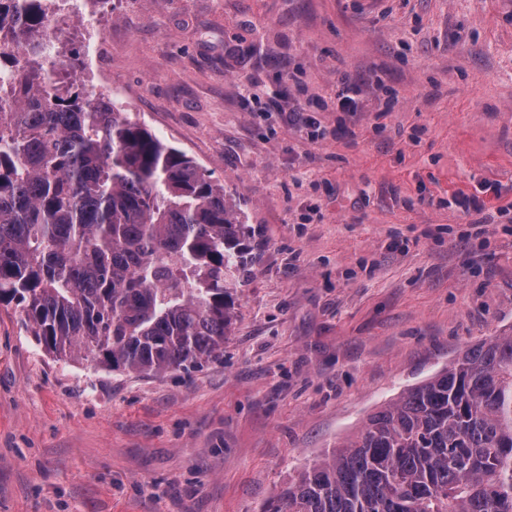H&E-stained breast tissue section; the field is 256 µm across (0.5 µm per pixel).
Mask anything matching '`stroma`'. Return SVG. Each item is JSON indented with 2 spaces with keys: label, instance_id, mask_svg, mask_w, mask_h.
Wrapping results in <instances>:
<instances>
[{
  "label": "stroma",
  "instance_id": "stroma-1",
  "mask_svg": "<svg viewBox=\"0 0 512 512\" xmlns=\"http://www.w3.org/2000/svg\"><path fill=\"white\" fill-rule=\"evenodd\" d=\"M256 235L222 359L60 360L0 305V512H259L367 417L512 336V0H113L91 59ZM348 76L360 111L336 108ZM319 125L303 132L304 117ZM485 214H465L458 193Z\"/></svg>",
  "mask_w": 512,
  "mask_h": 512
}]
</instances>
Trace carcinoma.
I'll return each instance as SVG.
<instances>
[{
	"mask_svg": "<svg viewBox=\"0 0 512 512\" xmlns=\"http://www.w3.org/2000/svg\"><path fill=\"white\" fill-rule=\"evenodd\" d=\"M46 0H0V303L61 359L224 355L254 264L237 205L117 102L57 78ZM262 512H512V336L368 416Z\"/></svg>",
	"mask_w": 512,
	"mask_h": 512,
	"instance_id": "obj_1",
	"label": "carcinoma"
}]
</instances>
